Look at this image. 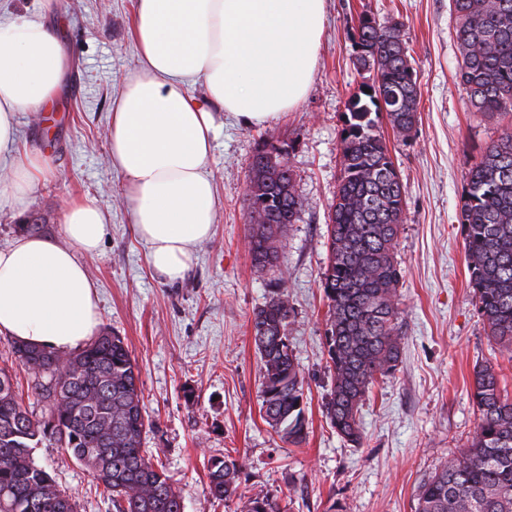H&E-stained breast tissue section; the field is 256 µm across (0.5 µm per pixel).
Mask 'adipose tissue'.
<instances>
[{
  "instance_id": "ef3b65f1",
  "label": "adipose tissue",
  "mask_w": 512,
  "mask_h": 512,
  "mask_svg": "<svg viewBox=\"0 0 512 512\" xmlns=\"http://www.w3.org/2000/svg\"><path fill=\"white\" fill-rule=\"evenodd\" d=\"M56 4L0 18V158L10 171L0 207L22 205L45 176L42 157L19 144L16 117L50 105L70 66ZM324 24L325 0H136L139 68L112 103L110 155L134 232L167 281L187 275L212 234L217 113L262 125L294 111L313 82ZM105 227L93 201L74 199L60 239L22 235L0 248V333L59 352L93 335L96 288L78 256L98 250Z\"/></svg>"
}]
</instances>
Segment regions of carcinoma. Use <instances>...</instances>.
<instances>
[{
	"label": "carcinoma",
	"mask_w": 512,
	"mask_h": 512,
	"mask_svg": "<svg viewBox=\"0 0 512 512\" xmlns=\"http://www.w3.org/2000/svg\"><path fill=\"white\" fill-rule=\"evenodd\" d=\"M460 53L457 79L471 111L512 112V0H451ZM354 65L372 74L349 100L340 131L341 177L328 215L325 344L332 389L324 414L336 433L359 446V413L378 377L401 358L397 240L406 188L380 132L387 120L400 135L418 122V91L409 47L397 22L363 10L353 27ZM286 144L265 143L248 176L253 265L277 267L287 226L302 202L286 166ZM462 228L469 284L489 341L512 352V132L503 133L468 170ZM294 309L281 288L253 312L250 332L261 362L260 412L281 440L301 445L308 434L304 382L288 329ZM10 358L32 376L45 415L33 416L15 374L0 366V512H77L73 496L38 465L33 449L55 439L112 497L115 512H183L166 471L143 448L145 417L139 373L122 336L101 331L61 356L9 343ZM470 396L478 422L469 445L448 457L417 494L416 512H512V397L496 368L475 366ZM240 457L208 458L217 500L238 496ZM243 512H283L276 495L248 497Z\"/></svg>",
	"instance_id": "cac0c4a2"
}]
</instances>
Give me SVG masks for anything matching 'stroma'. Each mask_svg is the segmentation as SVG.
Instances as JSON below:
<instances>
[{
	"label": "stroma",
	"mask_w": 512,
	"mask_h": 512,
	"mask_svg": "<svg viewBox=\"0 0 512 512\" xmlns=\"http://www.w3.org/2000/svg\"><path fill=\"white\" fill-rule=\"evenodd\" d=\"M403 24L419 87V121L409 136L382 124L406 187L397 258L403 350L394 374L372 386L360 410L363 446L345 442L323 413L332 388L325 347L327 214L341 176L339 133L357 72L349 27L365 8ZM133 0H58L53 18L71 59L57 100L42 118L17 116L23 145L49 172L16 208L0 210V248L37 219L61 234L66 204L93 200L104 212L99 250L81 255L97 291L100 327L123 336L135 359L152 426L143 446L171 476L183 512H242L243 496L280 495L287 512H415L423 479L458 449L476 425L474 367L491 363L512 393V353L485 335L465 260L462 208L471 164L507 129L512 115L469 111L456 79L460 55L450 0H326L313 83L295 110L250 127L218 116L211 174L218 197L212 236L196 249L187 277L169 283L148 263L112 167V102L138 67L131 39ZM287 143L303 203L279 266L258 271L246 245L252 159L263 143ZM295 318L289 337L307 397L308 436L282 441L260 413V359L250 320L275 288ZM243 456L241 497L209 493V457ZM76 500L78 512H114L91 473L64 457L52 438L34 452Z\"/></svg>",
	"instance_id": "1"
}]
</instances>
